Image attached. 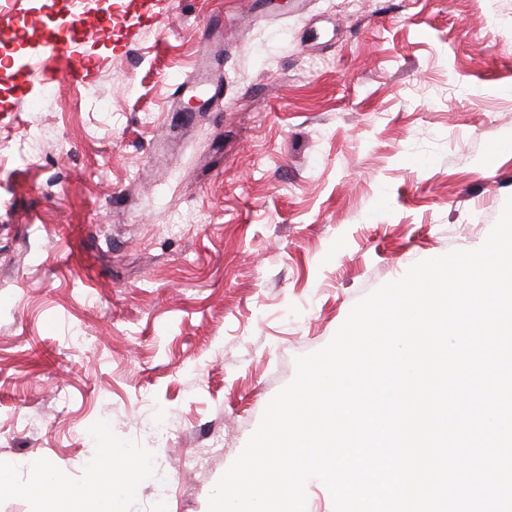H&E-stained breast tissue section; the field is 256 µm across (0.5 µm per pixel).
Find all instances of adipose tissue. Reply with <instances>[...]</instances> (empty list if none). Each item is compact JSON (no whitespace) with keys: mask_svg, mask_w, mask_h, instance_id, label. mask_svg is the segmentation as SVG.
Masks as SVG:
<instances>
[{"mask_svg":"<svg viewBox=\"0 0 512 512\" xmlns=\"http://www.w3.org/2000/svg\"><path fill=\"white\" fill-rule=\"evenodd\" d=\"M93 471L97 482L76 488L63 474L48 476L41 468H32L30 489L39 496L40 512H116L110 490L101 484L102 478L118 472L114 455L105 453L96 458Z\"/></svg>","mask_w":512,"mask_h":512,"instance_id":"1","label":"adipose tissue"}]
</instances>
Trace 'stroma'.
<instances>
[{
  "instance_id": "obj_1",
  "label": "stroma",
  "mask_w": 512,
  "mask_h": 512,
  "mask_svg": "<svg viewBox=\"0 0 512 512\" xmlns=\"http://www.w3.org/2000/svg\"><path fill=\"white\" fill-rule=\"evenodd\" d=\"M90 79H46L0 21V469L117 512H206L298 356L414 263L485 241L512 196V0H156ZM224 28L219 93L175 107ZM31 476L29 489L40 500L41 509L37 512H116L110 490L99 482L75 488L60 473H53L48 482L39 467L32 468Z\"/></svg>"
}]
</instances>
